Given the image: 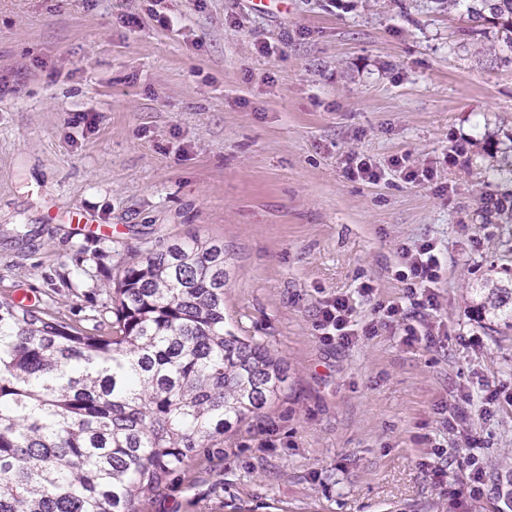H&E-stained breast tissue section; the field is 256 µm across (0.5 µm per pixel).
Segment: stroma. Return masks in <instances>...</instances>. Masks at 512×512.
Returning <instances> with one entry per match:
<instances>
[{"label":"stroma","instance_id":"35a3bbf8","mask_svg":"<svg viewBox=\"0 0 512 512\" xmlns=\"http://www.w3.org/2000/svg\"><path fill=\"white\" fill-rule=\"evenodd\" d=\"M288 3L0 0V295L89 331L133 254L223 241L226 323L282 357L288 384L143 512H501L512 328L477 318L475 297L512 283V230L486 211L512 189V62L497 28L462 35L467 19L436 0ZM355 155L384 179L349 178ZM395 157L432 180L407 182ZM77 213L93 229L73 231ZM426 240L444 270L436 309L414 316L442 337L407 344L374 308L403 292L400 249ZM336 295L376 335L324 342L315 317ZM467 391L496 397L449 429Z\"/></svg>","mask_w":512,"mask_h":512}]
</instances>
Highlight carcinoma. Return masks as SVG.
Returning <instances> with one entry per match:
<instances>
[{
	"instance_id": "obj_1",
	"label": "carcinoma",
	"mask_w": 512,
	"mask_h": 512,
	"mask_svg": "<svg viewBox=\"0 0 512 512\" xmlns=\"http://www.w3.org/2000/svg\"><path fill=\"white\" fill-rule=\"evenodd\" d=\"M439 3L500 26L512 52V0ZM226 282L224 242L193 238L121 266L94 334L0 296V512H141L277 397L288 367L225 329ZM477 309L511 320L512 289Z\"/></svg>"
}]
</instances>
